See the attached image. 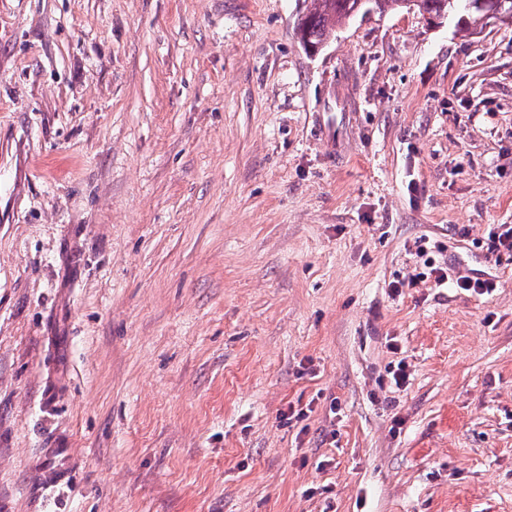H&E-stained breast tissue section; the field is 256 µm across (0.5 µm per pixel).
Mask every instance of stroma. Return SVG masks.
<instances>
[{
	"instance_id": "35a3bbf8",
	"label": "stroma",
	"mask_w": 512,
	"mask_h": 512,
	"mask_svg": "<svg viewBox=\"0 0 512 512\" xmlns=\"http://www.w3.org/2000/svg\"><path fill=\"white\" fill-rule=\"evenodd\" d=\"M310 7L0 0V512H512V26ZM367 2V0H313L312 8L301 16L296 26V34L300 42L305 48L306 46L323 47L334 35L336 28L353 18L355 14L351 15V12L355 4L356 11ZM490 244L487 248L489 260L494 258V263L499 261L501 252H512V226L506 227L501 232H492L489 235Z\"/></svg>"
}]
</instances>
